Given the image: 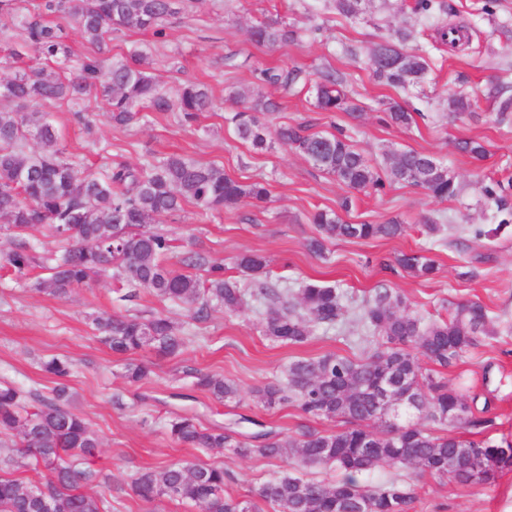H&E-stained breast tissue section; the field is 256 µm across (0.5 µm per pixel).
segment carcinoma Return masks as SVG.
I'll use <instances>...</instances> for the list:
<instances>
[{"label":"carcinoma","mask_w":512,"mask_h":512,"mask_svg":"<svg viewBox=\"0 0 512 512\" xmlns=\"http://www.w3.org/2000/svg\"><path fill=\"white\" fill-rule=\"evenodd\" d=\"M182 0H41L34 11L20 18L25 38L11 50L20 57L32 51L46 68L23 69L0 81V101L13 105L0 111V221L18 238L15 247L0 258V267L22 274L33 262L26 232L47 227L50 235L64 244L51 258L48 276L35 288L64 298L75 288L86 286L108 271L128 283L145 288L161 302L182 305L199 322L212 313L238 310L250 294L269 303L264 333L273 340L301 345L320 324L335 325L345 317L342 293L320 282H308L293 291L274 288L258 281L252 288L224 276V264L202 250L189 252L183 264L196 273H183L165 264L175 249V239L155 228L163 219L192 204L201 211L235 209L244 201L264 202L265 184L241 182L224 169L180 155L163 156L153 163L131 167L118 163L94 174L81 175L74 162L58 148L59 130L34 107L67 100L78 106L95 97L108 108L113 123L128 126L143 119L141 109L166 114L178 113L183 124L197 121L212 109L209 88L196 82L181 84L174 93L163 91L155 77L142 67L144 55L112 61L108 40L114 30L150 32L161 40L165 22L180 13ZM364 0H332L336 12L346 18L360 14ZM416 10L445 15V0H418ZM66 18L81 35L88 51L71 67V51L64 28L51 18ZM462 29L444 22L440 40L453 48L462 45ZM250 40L258 45H286L298 41L296 30L278 21L250 27ZM411 38L405 29L381 44L394 54L390 68L370 66L378 82L405 90L418 85L429 68L419 52L399 48ZM256 79L268 85L292 86L298 73L261 70ZM490 96L496 103V122L512 123V88L495 85ZM231 97L240 105L230 122L236 137L261 148L266 143L261 115L276 112L280 103L256 97L248 87L234 88ZM315 107L321 112L358 110L342 90V80L324 74L316 85ZM470 97L460 92L448 99L455 118L472 113ZM395 103L382 121L408 128L413 113ZM278 140L319 169L336 177L357 193L381 194L392 183L407 182L422 188L440 201L456 199L463 185L449 176L448 167L432 156L408 149L385 154L382 177L351 144L344 131L311 132L303 125H282ZM35 140L38 148L26 145ZM512 183H481L484 203L502 215L498 227L512 223ZM316 235L308 249L326 257L327 244L336 239L368 240L394 238L403 225L395 220L383 224H350L332 211L310 215ZM238 267L256 274L267 266L264 256L246 253ZM399 266L419 279L430 278L437 261L422 252L402 253L380 266ZM404 298L383 286L363 301L359 320L370 336L360 342L373 344L364 358L329 353L300 358L288 365L285 379L254 390L258 402L267 407L291 402L314 419L344 423L334 431L307 430L300 437L283 438L271 431L239 438L232 431L206 427L193 415H177L169 422L171 437L199 449L228 448L238 457L295 460L291 469L274 473L256 490V498L277 512H409L415 500L411 485L386 481L369 485L361 481L380 464L392 463L417 469L438 478L464 485H486L498 473L512 468V444L486 440H461L454 428L480 435L491 425L488 407L477 409L476 398L452 388L434 372L423 369L420 358L451 369L464 354L480 346L482 338L494 335L487 308L479 301L456 305L448 317L424 320L406 311ZM92 330L115 354H131L152 346L164 355H177L185 345L179 328L161 314L149 318L136 314L97 316ZM73 365L67 358L52 357L42 370L55 379L50 397H36L35 410H28V396L19 389L0 385V434L21 435L25 466L46 472L45 487L51 490L54 512H105L104 498L83 491L99 484L100 474L89 466L99 439L88 423L69 404L68 378ZM400 378L414 404L400 410L395 424L378 417L374 390L383 372ZM196 386L219 400L239 397L231 380L218 374L197 373ZM337 469L343 477L324 484L305 477L307 469ZM226 472L222 466L172 463L137 472L128 484L129 495L150 501L156 497L191 502L201 512H260L252 501L224 494ZM39 487L22 478L0 475V512H42Z\"/></svg>","instance_id":"1"}]
</instances>
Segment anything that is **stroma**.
I'll use <instances>...</instances> for the list:
<instances>
[{
  "label": "stroma",
  "mask_w": 512,
  "mask_h": 512,
  "mask_svg": "<svg viewBox=\"0 0 512 512\" xmlns=\"http://www.w3.org/2000/svg\"><path fill=\"white\" fill-rule=\"evenodd\" d=\"M446 2L449 23L469 30V46L451 50L441 45L430 20L415 12V0H370L352 19L337 15L329 0H186L182 12L169 21L164 39L148 32L117 31L111 56L119 60L145 54L161 89L169 93L187 78L206 83L215 108L197 123L186 126L168 114L117 126L102 102L89 98L83 103L93 115L87 131L73 122L71 104H44L49 121L63 135L67 155L81 171L94 173L111 162L138 167L150 156L176 153L221 166L240 181L267 185L270 195L264 203L247 201L232 211L207 214L188 205L162 223V231L179 245L167 261L169 267L181 269L185 251L201 246L223 262L226 276L246 285L251 278L238 268L237 259L259 253L270 262L268 282L297 289L307 280L321 281L339 289L347 310L346 323L316 327L308 342L286 345L265 336L269 307L252 297L238 311H219L197 322L182 307L158 301L143 288L137 289L134 300H119L120 282L109 275L60 299L34 290V283L46 275L41 265L21 275L0 272V384L47 396L54 381L42 371V362L53 356L73 362L69 386L74 409L100 442L95 467L107 479L102 493L108 512H199L193 504L166 497L143 501L130 496L131 476L145 467L175 462L221 465L229 473L225 494L251 499L271 473L290 466L286 460L241 458L225 448L184 447L167 430L174 415L192 413L203 425L244 436L261 429L293 436L308 427L337 429V422L310 418L293 404L263 406L252 391L283 380L289 363L299 358L363 356L359 338L365 330L356 318L365 297L381 284L405 296L409 313L428 320L447 316L457 303L468 300L487 307L497 336L485 339L442 376L449 384H464L469 392L488 398L493 423L483 439L512 442V225L498 228L495 211L484 205L478 184L482 178H512V127L496 124L495 107L487 96L505 63H512V0H497L490 15L483 9L485 0ZM271 19L296 29L299 41L277 47L251 43L248 28ZM317 26L322 34L315 37L311 31ZM399 27L413 30L430 62L424 81L405 92L379 85L367 64L370 49ZM350 46L357 47L358 56L347 54ZM266 67L301 72L293 93L264 86V93L281 104L280 111L262 117L269 130L304 120L322 132L342 126L355 148L376 166L386 152H424L447 164L463 193L441 202L418 187L396 183L381 196L351 195L335 177L277 140L263 150L239 141L230 122L237 108L230 89L253 84L254 69ZM329 71L342 76L344 90L362 105L359 118L314 108V85ZM461 91L476 98L478 108L474 115L449 119L448 98ZM389 102L418 108L422 116L407 129L384 125L380 111ZM463 138L482 142L484 158L458 152L455 143ZM347 196L352 203L344 210L340 203ZM319 209L338 211L351 224L394 219L404 230L392 239L334 241L322 260L306 248L315 233L307 217ZM440 215L451 218L463 250L427 235L425 219ZM473 225L486 229V236L473 237ZM411 251L429 252L437 260L438 271L431 279L401 270L385 272L376 264L377 258ZM128 310L155 312L175 321L186 338L183 351L165 356L147 347L126 356L113 354L94 336L91 322L99 315ZM131 362L148 366V377L130 382L126 366ZM198 371L233 380L239 397L220 401L199 390L194 379ZM116 396L122 406L113 405ZM388 479L414 483L411 512H512V470L475 486L388 464L369 477L373 483Z\"/></svg>",
  "instance_id": "obj_1"
}]
</instances>
